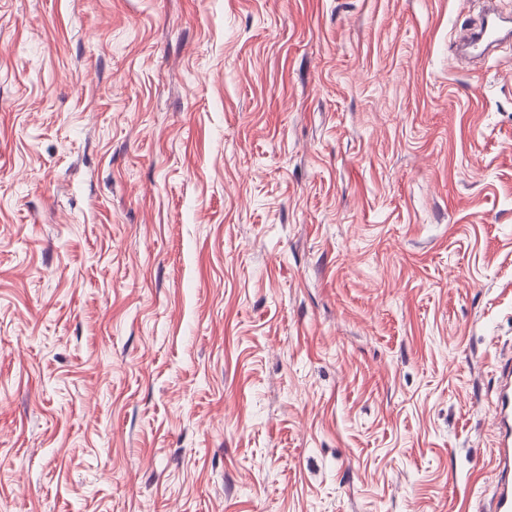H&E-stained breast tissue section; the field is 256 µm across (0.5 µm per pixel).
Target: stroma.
I'll return each instance as SVG.
<instances>
[{
	"instance_id": "obj_1",
	"label": "stroma",
	"mask_w": 512,
	"mask_h": 512,
	"mask_svg": "<svg viewBox=\"0 0 512 512\" xmlns=\"http://www.w3.org/2000/svg\"><path fill=\"white\" fill-rule=\"evenodd\" d=\"M478 0H0V512H492L512 39Z\"/></svg>"
}]
</instances>
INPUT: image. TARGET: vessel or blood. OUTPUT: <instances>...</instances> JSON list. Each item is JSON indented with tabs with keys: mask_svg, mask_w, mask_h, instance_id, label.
Masks as SVG:
<instances>
[{
	"mask_svg": "<svg viewBox=\"0 0 512 512\" xmlns=\"http://www.w3.org/2000/svg\"><path fill=\"white\" fill-rule=\"evenodd\" d=\"M492 415L496 425L499 480L494 512H512V367L502 369Z\"/></svg>",
	"mask_w": 512,
	"mask_h": 512,
	"instance_id": "obj_1",
	"label": "vessel or blood"
}]
</instances>
